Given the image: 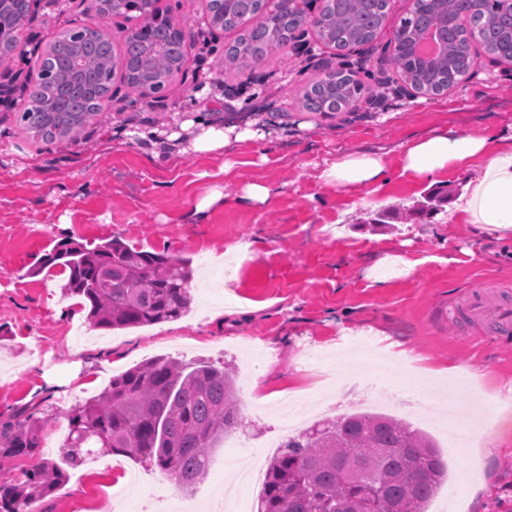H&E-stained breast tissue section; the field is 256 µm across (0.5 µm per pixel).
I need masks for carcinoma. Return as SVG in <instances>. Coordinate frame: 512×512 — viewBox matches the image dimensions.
Instances as JSON below:
<instances>
[{
  "mask_svg": "<svg viewBox=\"0 0 512 512\" xmlns=\"http://www.w3.org/2000/svg\"><path fill=\"white\" fill-rule=\"evenodd\" d=\"M32 0H0V48L13 49V27L29 18ZM389 0H323L316 23L321 40L338 49L372 42L384 25ZM209 25L236 33L224 49V64L249 68L294 38L299 21L268 0H209ZM433 27L443 47L425 61L411 48ZM391 62L401 80L419 93H442L468 72L471 40L484 35L483 51L512 54V18L497 0L418 3L396 30ZM186 58V34L153 33L146 44L124 42L94 31L79 45L62 31L37 58L33 104L19 115L22 130L43 141L75 140L99 114L92 91L104 93L106 74L121 73L133 93L150 82L165 88ZM360 92L351 72L331 71L302 97L310 112H337ZM43 265L69 271L64 290L83 297L102 329H126L174 320L190 305V268L180 257L137 250L118 239L93 247L72 237L59 242ZM64 464L40 459L0 482V512H36L43 498L65 480L66 468L99 454L136 457L156 466L182 490L207 474L210 450L237 429L242 418L230 370L187 366L159 358L118 377L67 415ZM42 425L34 414L0 421V459L33 457ZM448 474L434 440L407 422L381 413L344 414L288 437L265 471L258 512H426Z\"/></svg>",
  "mask_w": 512,
  "mask_h": 512,
  "instance_id": "obj_1",
  "label": "carcinoma"
}]
</instances>
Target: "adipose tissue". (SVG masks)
I'll return each mask as SVG.
<instances>
[{"instance_id": "obj_1", "label": "adipose tissue", "mask_w": 512, "mask_h": 512, "mask_svg": "<svg viewBox=\"0 0 512 512\" xmlns=\"http://www.w3.org/2000/svg\"><path fill=\"white\" fill-rule=\"evenodd\" d=\"M483 156L487 162L469 181L454 204L459 213L471 214L481 231L492 234L512 229V146L490 151L486 138L460 131L423 138L413 143L404 156V168L430 182L445 170ZM388 174L382 157L371 153L347 156L324 170L325 181L340 186L376 185Z\"/></svg>"}]
</instances>
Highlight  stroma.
I'll return each mask as SVG.
<instances>
[{"instance_id": "1", "label": "stroma", "mask_w": 512, "mask_h": 512, "mask_svg": "<svg viewBox=\"0 0 512 512\" xmlns=\"http://www.w3.org/2000/svg\"><path fill=\"white\" fill-rule=\"evenodd\" d=\"M207 0H158L186 33L187 58L159 101L143 100L113 78L101 119L78 141L44 143L16 122L22 103L0 106V421L23 408L44 418L42 457L61 460L68 413L114 376L155 358L226 365L237 375L243 426L221 440L207 475L179 490L159 469L106 455L68 469L41 512H124L127 503H196L199 512H233L239 495L258 504L261 490L241 487L230 462L280 446L289 415L268 411L267 396L332 397L339 413L370 408L376 381L408 389L419 405L408 418L429 434L448 462V480L428 512H512V333L459 318L473 287L512 298V232L479 233L468 215L445 212L407 223L372 224L381 209L410 210L433 188L449 200L464 193L486 163L477 158L430 184L404 171L416 140L449 130L489 140L512 136V64L492 61L473 44L476 66L456 86L422 95L388 64L390 37L411 7L390 0L369 45L336 50L314 27L282 51L242 72L225 68L234 40L207 23ZM0 85L21 93L17 72L55 36L95 27L122 46L123 17L96 14L93 0H33ZM356 71L363 89L355 111L309 112L307 86L325 72ZM255 132L221 156L197 153L196 116ZM159 129L171 147L151 159L131 130ZM360 152L388 166L378 186H336L324 168ZM271 187L262 204L244 202L248 184ZM218 202L201 218L196 206ZM71 237L88 245L116 238L130 247L188 259V315L125 330L94 327L89 307L65 296L66 275L40 267L44 254ZM234 284L226 286L225 268ZM375 336L410 362L382 368L359 339ZM452 367L453 379L429 369ZM497 404L487 430L483 397Z\"/></svg>"}]
</instances>
